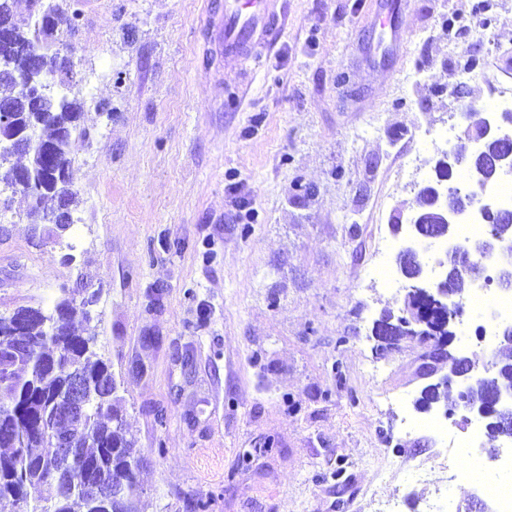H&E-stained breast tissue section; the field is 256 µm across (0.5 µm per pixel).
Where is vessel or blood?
<instances>
[{
    "label": "vessel or blood",
    "instance_id": "b4317fda",
    "mask_svg": "<svg viewBox=\"0 0 512 512\" xmlns=\"http://www.w3.org/2000/svg\"><path fill=\"white\" fill-rule=\"evenodd\" d=\"M277 0H222L210 12L212 41L225 66H243L269 45L279 28Z\"/></svg>",
    "mask_w": 512,
    "mask_h": 512
}]
</instances>
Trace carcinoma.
I'll list each match as a JSON object with an SVG mask.
<instances>
[{
    "instance_id": "carcinoma-1",
    "label": "carcinoma",
    "mask_w": 512,
    "mask_h": 512,
    "mask_svg": "<svg viewBox=\"0 0 512 512\" xmlns=\"http://www.w3.org/2000/svg\"><path fill=\"white\" fill-rule=\"evenodd\" d=\"M13 4L14 0H0V25L9 23L16 43L23 47L42 45V66L47 71L70 75L71 66L63 65L51 51L56 28L50 17L62 15L56 0H31L30 13L19 18ZM32 61L30 54L18 53L0 67V105L20 103L19 80ZM80 118L79 100L51 90L43 110L20 113L21 125L35 134L36 143L53 144L56 164L62 169L70 167ZM508 151L507 145L490 143L463 166L489 177L496 161ZM23 154L29 156L28 169L47 184L37 203L56 198L66 208L54 224V232L61 235L72 226L67 211L76 198L71 174L55 178L36 145ZM17 168L11 157L0 155V185L16 189ZM473 258L472 247H464L444 282L448 290L460 291L469 282ZM90 303L83 298V289L64 288L50 310L21 306L8 315L0 314V501L8 499L15 505L17 493L23 491L29 496L27 512H142L141 460L127 431L121 382L92 349L94 338L77 334L72 327L77 309ZM495 358L506 370L496 382L482 386L487 394L512 386V332L509 338H500ZM75 375L81 377L91 399L81 418L70 420L63 412L68 383ZM60 433L73 439L68 460L58 456L53 441ZM104 472L112 478L110 488L95 498L88 495L85 481ZM46 486L54 488L49 502L42 496Z\"/></svg>"
}]
</instances>
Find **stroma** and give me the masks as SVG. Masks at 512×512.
Here are the masks:
<instances>
[{"label": "stroma", "mask_w": 512, "mask_h": 512, "mask_svg": "<svg viewBox=\"0 0 512 512\" xmlns=\"http://www.w3.org/2000/svg\"><path fill=\"white\" fill-rule=\"evenodd\" d=\"M80 135L73 225L51 238L0 192V313L94 294L145 512H482L426 421L420 344L375 351L399 311L392 224L433 177L435 132L512 86V0H279L258 63L211 55L207 0H58ZM394 9L397 51H375ZM466 83V97L455 95ZM412 156L414 168L400 174Z\"/></svg>", "instance_id": "35a3bbf8"}]
</instances>
